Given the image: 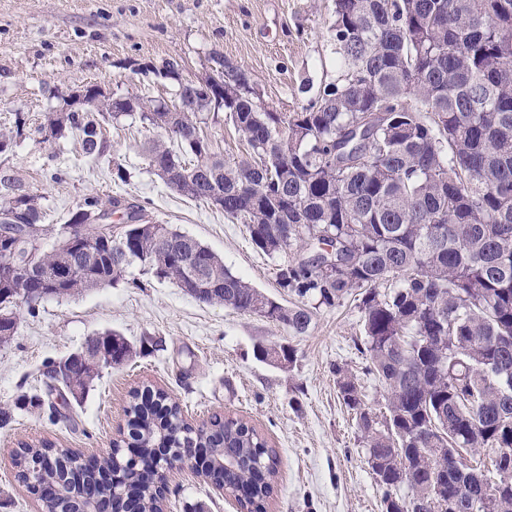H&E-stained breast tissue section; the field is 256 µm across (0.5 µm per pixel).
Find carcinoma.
I'll use <instances>...</instances> for the list:
<instances>
[{
    "mask_svg": "<svg viewBox=\"0 0 512 512\" xmlns=\"http://www.w3.org/2000/svg\"><path fill=\"white\" fill-rule=\"evenodd\" d=\"M331 39L336 79L300 111L276 112L255 101L237 78L204 85L181 79L171 64L137 69L145 78L178 81L188 107L169 111L141 95H101L83 111L59 112L45 129L82 135L89 157L104 154L95 115H139L168 141L143 146L148 166L171 190L205 201L246 226L252 242L277 260V284L294 297L284 306L224 267L195 238L146 218L122 196L87 195L69 223L95 224L118 215L112 234L102 225L83 254L84 274L65 281L66 298L114 284L137 264L207 305L253 314L295 336L307 333L315 311L348 300L361 313L365 372L385 390L377 415L356 375L334 368L345 407L365 440L369 468L384 504L437 512H512V0H333ZM223 112L248 151L225 157L198 149L199 116ZM22 212L36 235L33 276L7 274L0 261V295H16L68 265L45 246L37 198L15 193L0 212ZM288 225V238L278 235ZM336 264L326 263V247ZM13 303L0 299V346L17 333ZM90 357L61 387L80 403L106 368L133 360L137 348L114 331L92 339ZM263 360L290 367L293 348L258 347ZM127 434L140 455L109 456L100 469L51 443L24 447L17 465L52 456L56 466L31 475L55 482L78 474L105 496L139 470L158 448H206L204 476L224 482L263 512L274 491L278 459L258 431L241 419L195 426L181 405L151 385L130 392ZM493 451L491 466L467 464L461 452ZM493 473L496 479L488 477ZM411 496H399L401 488ZM163 499L143 487L142 512H163Z\"/></svg>",
    "mask_w": 512,
    "mask_h": 512,
    "instance_id": "1",
    "label": "carcinoma"
}]
</instances>
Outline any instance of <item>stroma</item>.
Returning <instances> with one entry per match:
<instances>
[{
	"label": "stroma",
	"instance_id": "stroma-1",
	"mask_svg": "<svg viewBox=\"0 0 512 512\" xmlns=\"http://www.w3.org/2000/svg\"><path fill=\"white\" fill-rule=\"evenodd\" d=\"M332 0H0V203L21 190L39 198L46 229H60L86 195L122 194L149 219L186 233L219 255L233 274L281 303L276 260L252 243L242 224L210 204L167 188L141 152L156 138L138 117L103 119L107 150L86 157L78 134L44 139L49 116L67 111V96L95 85L174 103L178 85L148 81L137 65L177 63L184 79L204 76L212 53L248 70L259 100L277 112L300 110L338 73L330 39ZM212 150L244 154L224 114L204 113ZM126 170L114 180L113 163ZM18 330L0 347V405L13 417L0 426V512H36V497L16 478L12 456L43 440L103 457L127 423L129 391L142 382L165 389L192 422L230 415L265 437L279 458L268 512H385L383 490L366 463L365 443L338 397L335 367L359 376L366 401L383 391L365 376L355 347L362 326L355 302L317 311L305 335L266 319L199 303L175 284L139 269L128 279L35 311L18 310ZM112 330L137 349L134 362L104 370L81 403L20 405L43 391L41 372L79 350L87 336ZM260 344L292 346L283 368L255 358ZM170 512H234L203 481L171 483Z\"/></svg>",
	"mask_w": 512,
	"mask_h": 512
}]
</instances>
